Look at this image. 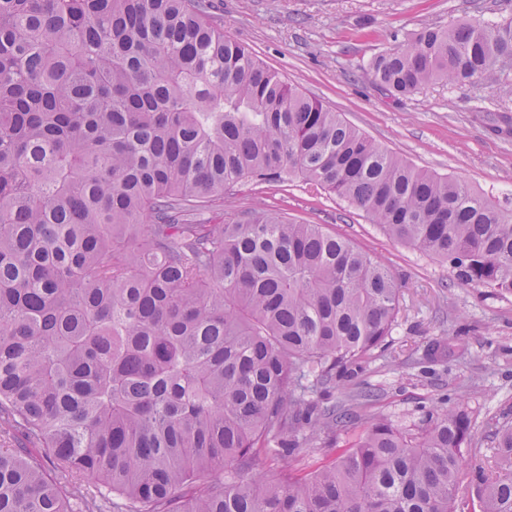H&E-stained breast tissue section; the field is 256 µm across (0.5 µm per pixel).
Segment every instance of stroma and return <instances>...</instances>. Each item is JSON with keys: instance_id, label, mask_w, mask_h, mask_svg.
Masks as SVG:
<instances>
[{"instance_id": "35a3bbf8", "label": "stroma", "mask_w": 512, "mask_h": 512, "mask_svg": "<svg viewBox=\"0 0 512 512\" xmlns=\"http://www.w3.org/2000/svg\"><path fill=\"white\" fill-rule=\"evenodd\" d=\"M212 16L267 69L419 169L464 181L512 208V98L506 84L436 82L396 97L376 86L369 64L426 25L481 13L512 17V0H212ZM323 225L381 261L401 288L386 345L362 364L352 387L366 394L361 417L401 424L440 399L463 402L476 427L473 449L489 454L482 426L512 419V293L462 280L456 269L391 240L367 215L298 178L245 183L224 206H257Z\"/></svg>"}]
</instances>
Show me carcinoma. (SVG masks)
I'll return each instance as SVG.
<instances>
[{
	"instance_id": "cac0c4a2",
	"label": "carcinoma",
	"mask_w": 512,
	"mask_h": 512,
	"mask_svg": "<svg viewBox=\"0 0 512 512\" xmlns=\"http://www.w3.org/2000/svg\"><path fill=\"white\" fill-rule=\"evenodd\" d=\"M210 0H0V512H512L470 467V412L378 415L339 445L336 377L392 335L400 288L319 224L206 213L285 177L512 292V209L405 158L272 73ZM386 90L496 83L512 18L371 62ZM512 462V422L490 419ZM323 448L278 480L262 459ZM86 479L97 493L85 492Z\"/></svg>"
}]
</instances>
